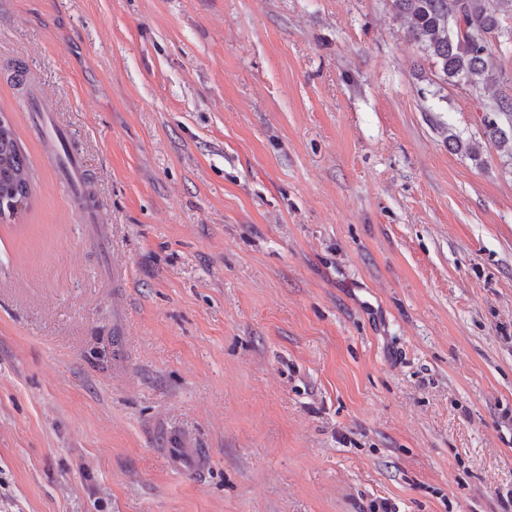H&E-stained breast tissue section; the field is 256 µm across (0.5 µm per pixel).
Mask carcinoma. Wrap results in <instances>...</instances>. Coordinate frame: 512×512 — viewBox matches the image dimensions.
Returning <instances> with one entry per match:
<instances>
[{
  "mask_svg": "<svg viewBox=\"0 0 512 512\" xmlns=\"http://www.w3.org/2000/svg\"><path fill=\"white\" fill-rule=\"evenodd\" d=\"M396 15L408 20V34L424 56L450 84L462 83L478 92L493 80L487 58L500 39L512 43V28L502 20L512 18V0H392ZM485 120L488 134L501 143L512 134V98L501 97L490 106ZM504 116L509 129L499 125ZM9 154L8 174L0 176V198L26 188L32 195L30 161L9 126L0 132V153Z\"/></svg>",
  "mask_w": 512,
  "mask_h": 512,
  "instance_id": "cac0c4a2",
  "label": "carcinoma"
}]
</instances>
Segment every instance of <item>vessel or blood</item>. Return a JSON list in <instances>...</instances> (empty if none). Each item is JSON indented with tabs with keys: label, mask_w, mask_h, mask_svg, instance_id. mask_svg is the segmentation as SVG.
<instances>
[{
	"label": "vessel or blood",
	"mask_w": 512,
	"mask_h": 512,
	"mask_svg": "<svg viewBox=\"0 0 512 512\" xmlns=\"http://www.w3.org/2000/svg\"><path fill=\"white\" fill-rule=\"evenodd\" d=\"M36 130L46 138V157L57 165L65 180L69 197L85 222L95 221L96 216L86 205L88 189L87 177L84 173L82 163L73 151L63 149L62 144L66 139L64 132L54 126L48 125L46 119H38Z\"/></svg>",
	"instance_id": "vessel-or-blood-1"
}]
</instances>
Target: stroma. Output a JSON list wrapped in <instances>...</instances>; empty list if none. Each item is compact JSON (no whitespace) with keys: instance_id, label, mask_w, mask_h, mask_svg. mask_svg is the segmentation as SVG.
<instances>
[{"instance_id":"stroma-1","label":"stroma","mask_w":512,"mask_h":512,"mask_svg":"<svg viewBox=\"0 0 512 512\" xmlns=\"http://www.w3.org/2000/svg\"><path fill=\"white\" fill-rule=\"evenodd\" d=\"M503 96L391 0H0V512H512ZM489 115L493 118H485V129L491 138L498 139L499 143H505L509 140V134H512V98L501 97L488 109ZM499 115L505 117L509 126V132L499 125ZM487 119V120H486ZM46 116L43 112L37 119L36 124V131L43 134L47 139L45 141L47 145L46 157L60 168L66 180L67 192L76 211L83 216L86 223L98 222L97 216L88 209L85 203L88 182L80 158L72 150L64 148L63 142L66 139L64 132L53 125L49 126ZM17 140V135L11 124L0 132V153L2 154L4 151L9 154L8 175L1 174L0 179L1 199L8 198L9 191L18 187L26 188L27 197L32 195L30 161L28 156L20 149ZM26 195L20 197L15 203L18 210L24 209Z\"/></svg>"}]
</instances>
